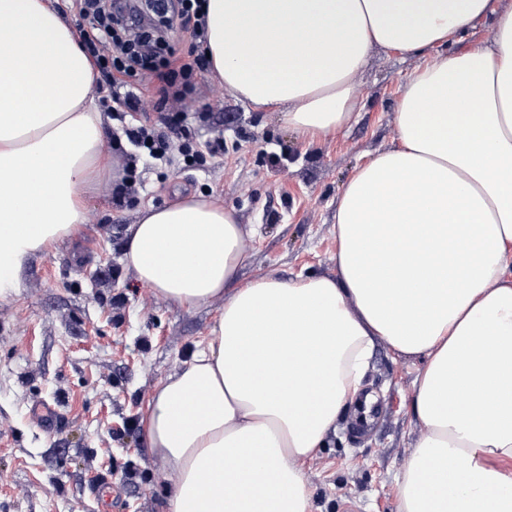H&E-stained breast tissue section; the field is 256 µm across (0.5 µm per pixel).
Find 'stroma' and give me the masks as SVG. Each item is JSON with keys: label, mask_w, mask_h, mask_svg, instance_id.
Listing matches in <instances>:
<instances>
[{"label": "stroma", "mask_w": 512, "mask_h": 512, "mask_svg": "<svg viewBox=\"0 0 512 512\" xmlns=\"http://www.w3.org/2000/svg\"><path fill=\"white\" fill-rule=\"evenodd\" d=\"M418 63L375 50L357 78L356 120L312 144L218 91L213 72L195 76L188 126L203 140L223 136V154L169 168L142 159L143 191L93 199L79 235L35 254L18 292L0 299V512H164L172 480L147 438V404L208 341L223 303L188 309L138 282L123 252L139 209L219 199L250 231L241 280L335 275L336 204L354 170L392 146ZM421 366L376 342L369 424L344 409L304 466L314 512H395L396 476L421 433L411 409Z\"/></svg>", "instance_id": "stroma-1"}]
</instances>
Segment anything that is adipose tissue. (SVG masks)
Listing matches in <instances>:
<instances>
[{
  "label": "adipose tissue",
  "mask_w": 512,
  "mask_h": 512,
  "mask_svg": "<svg viewBox=\"0 0 512 512\" xmlns=\"http://www.w3.org/2000/svg\"><path fill=\"white\" fill-rule=\"evenodd\" d=\"M487 42L435 53L485 15ZM211 69L314 142L356 117L373 50L424 62L392 147L336 206V274L240 282L247 231L196 195L139 213L124 262L178 306L223 299L159 387L146 434L166 512H314L302 464L356 402L376 341L425 359L395 512H512V6L498 0H204ZM118 173L94 74L48 0H0V297L80 233Z\"/></svg>",
  "instance_id": "1"
}]
</instances>
